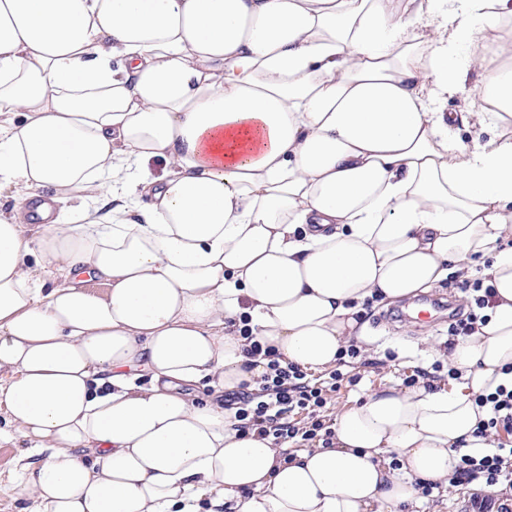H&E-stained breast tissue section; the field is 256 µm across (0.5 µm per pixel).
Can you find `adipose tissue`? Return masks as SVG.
Listing matches in <instances>:
<instances>
[{"label": "adipose tissue", "instance_id": "obj_1", "mask_svg": "<svg viewBox=\"0 0 512 512\" xmlns=\"http://www.w3.org/2000/svg\"><path fill=\"white\" fill-rule=\"evenodd\" d=\"M473 70L495 132L464 145ZM4 190L0 404L38 512H419L512 388V0H0ZM476 261L454 386L369 393L287 459L236 430L247 336L318 372L367 299ZM477 76L473 74L465 89L460 90L453 96H448V102L445 104L448 112H484L479 97L473 90V84L477 81Z\"/></svg>", "mask_w": 512, "mask_h": 512}]
</instances>
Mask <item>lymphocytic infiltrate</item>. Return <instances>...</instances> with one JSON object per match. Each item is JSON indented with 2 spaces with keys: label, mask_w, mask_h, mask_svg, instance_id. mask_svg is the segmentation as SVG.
Here are the masks:
<instances>
[{
  "label": "lymphocytic infiltrate",
  "mask_w": 512,
  "mask_h": 512,
  "mask_svg": "<svg viewBox=\"0 0 512 512\" xmlns=\"http://www.w3.org/2000/svg\"><path fill=\"white\" fill-rule=\"evenodd\" d=\"M244 353L250 358L267 356L269 362L257 388L231 399L237 407L238 430L298 450L330 447L334 423L329 414V395L342 385H357L359 378L352 375L351 369L362 356L361 346L353 343L342 349L335 369L324 379L311 378L307 370L281 360L254 339ZM477 402L489 409L488 419L478 428V437L485 439L502 430L512 431V389L498 388L494 393L479 396ZM477 480L488 487L500 483L512 486V447L501 444L479 455L461 454L451 484Z\"/></svg>",
  "instance_id": "lymphocytic-infiltrate-1"
}]
</instances>
